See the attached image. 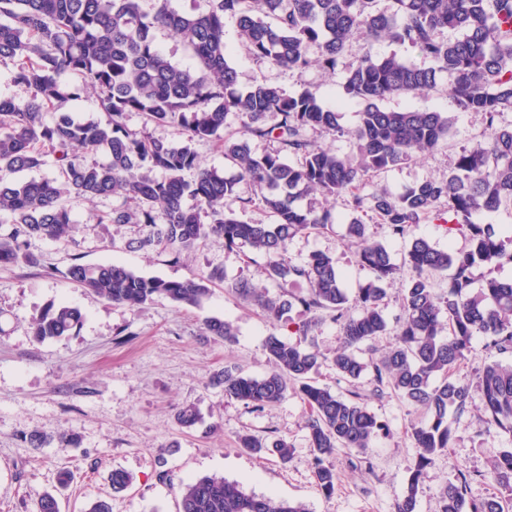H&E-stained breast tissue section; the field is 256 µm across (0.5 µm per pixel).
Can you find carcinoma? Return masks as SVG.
<instances>
[{"label":"carcinoma","mask_w":512,"mask_h":512,"mask_svg":"<svg viewBox=\"0 0 512 512\" xmlns=\"http://www.w3.org/2000/svg\"><path fill=\"white\" fill-rule=\"evenodd\" d=\"M144 2L0 0V61L12 62L14 82L29 91L23 100L0 99V214L10 217L9 227L0 231V266L35 267L38 260L27 249L30 239L67 236V196L120 197L122 204L103 220L137 225L142 236L134 240L136 247L161 245L172 263L212 236L224 238L229 249L261 255L280 294L270 297L244 278L227 287L254 300L274 321L288 320L295 308L312 314L297 326L305 339L320 325L315 313L329 312L342 335L332 358L336 372L355 381L370 369L376 388L386 384L425 410L426 419L411 427L419 453L395 508L417 512L426 468L450 447L448 412H463L472 392L482 401L485 431L512 433V365H484L473 385L455 377L477 336L502 353L512 352V281L490 275L475 289L472 276L476 266L492 270L512 263V236L472 220L482 211L512 210V121L503 120L512 112V0H391L387 9L380 0H206L198 14L179 13L169 0H151L148 10ZM226 15L235 17L247 50L270 66L305 70L316 65L331 74L351 57L343 89L346 98L364 104L358 124L342 127L339 112L309 90L288 95L266 82L240 90L228 62ZM158 29L180 38L198 67L173 64L158 47ZM356 34L363 40L357 49L351 44ZM379 40L410 47L430 65L408 64L395 53L380 57L373 52ZM66 73L80 76L81 82L63 81ZM442 77L458 110L483 116L487 140L462 149L445 178H426L401 193L382 190L364 199L359 189L369 176L432 152L448 137L451 119L444 112L382 107L389 98L432 90ZM87 92L95 95L106 122L76 121L67 112L51 122L44 119V113ZM130 112L157 126H178L182 139L172 142L129 130L125 118ZM230 114L239 128L227 137L222 132ZM310 130L345 138L352 150L339 154L311 139ZM252 139L273 147L255 154ZM206 140L220 144L233 173L202 163L195 145ZM98 151L106 153V162L87 160ZM49 155L56 165L54 179L4 180L5 173L41 168ZM242 183L253 186L257 196L239 198ZM312 192L350 197L354 211L371 213L395 237L407 235L442 207L448 213V237L468 239L464 251L438 249L420 237L412 241L405 264L414 275L403 295L397 342L376 361L365 362L359 353L388 331L382 302L399 266L384 243L367 236L358 215L348 220V237L357 243L358 262L374 277L355 295L343 287L329 254L314 252L300 265L289 263L285 255L295 237L337 223L331 209L299 204ZM188 198L193 200L189 206ZM229 198L240 199L244 209L263 210L274 222L239 219L225 207ZM431 274L445 276L447 291L435 292ZM67 278L134 311L159 298L198 306L213 285L224 281V273L214 269L166 280L138 275L120 263L75 261ZM81 322L79 309L52 303L33 319L31 332L43 342L69 335ZM204 328L226 344L235 341L229 320L207 317ZM263 349L274 365L271 373L254 377L226 366L212 383L225 397L257 410L282 402L291 392L299 395L310 409L315 479L330 495L336 471L325 459L339 447L366 451L384 424L364 402L312 380L325 360L313 343L271 334ZM198 419L190 405L175 413L183 428ZM238 443L283 463L290 458L283 439L269 442L245 432ZM490 476L499 494L469 500L463 477L440 494V512H512V448L500 453ZM179 494V512H307L300 503L249 494L221 477L185 483Z\"/></svg>","instance_id":"obj_1"}]
</instances>
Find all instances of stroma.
<instances>
[{
  "mask_svg": "<svg viewBox=\"0 0 512 512\" xmlns=\"http://www.w3.org/2000/svg\"><path fill=\"white\" fill-rule=\"evenodd\" d=\"M229 60L245 88L267 81L293 94L307 89L327 105L343 102L341 123L354 127L363 105L343 101L344 69L327 74L319 68L278 69L257 61L240 45L234 17L224 19ZM390 110L420 109L448 113L452 127L448 140L432 153L370 178L360 190L370 196L385 189L400 193L427 177L447 176L460 151L483 140L481 115L457 111L447 81L424 94L400 96L384 103ZM108 196L68 201L73 226L59 240L30 239L28 248L37 267H0V512H33L39 498L55 493L61 512H84L92 501L107 499L112 512H178L179 486L203 476L239 482L247 492L300 502L309 512H394L405 493L418 450L410 428L423 417L421 409L399 398L390 388L376 390L371 372L355 381L337 375L329 363L340 345V326L324 319L314 331V344L326 356L316 380L343 396L358 394L385 428L365 452L341 448L329 457L338 476L336 491L327 496L314 478L313 451L307 422L309 409L296 395L255 410L245 402L225 398L210 377L224 366L261 377L272 366L262 343L269 334L295 340L294 325L303 318L292 311L290 324L268 320L254 302L228 293L226 283L245 277L262 292L279 289L266 276L262 256L247 259L228 249L218 237L207 239L195 252L173 264L161 247H129L138 230L131 225L98 223L100 215L119 205ZM374 239L386 242L395 263L401 264L413 238L435 247L466 248L463 236L448 237L438 220H427L410 236H391L385 226L368 224ZM335 257L348 293L371 279L356 259L345 224L323 233L297 236L288 246L289 262L300 263L312 252ZM85 264L123 263L146 277L180 280L203 270L219 269L222 283L197 307L158 299L136 311L84 292L66 277L74 260ZM412 273L402 268L388 285L384 314L388 335L374 339L362 358H380L396 342L402 297ZM65 301L80 309L83 321L71 335L39 342L30 323L50 303ZM218 317L233 322V345L203 333L202 322ZM194 406L200 416L192 428L180 427L174 414ZM483 406L472 399L464 412L449 413L453 440L427 467L418 494V512H438L439 494L460 472L471 473L467 496L484 499L497 494V485L484 477L500 453L512 448V433H485ZM250 432L260 438L283 439L292 448L288 463L259 456L238 447L237 437ZM37 432L46 439L39 448L23 436ZM77 436L78 443L63 447L60 434ZM128 473L132 482L113 493V470ZM69 472L59 484L60 472Z\"/></svg>",
  "mask_w": 512,
  "mask_h": 512,
  "instance_id": "35a3bbf8",
  "label": "stroma"
}]
</instances>
